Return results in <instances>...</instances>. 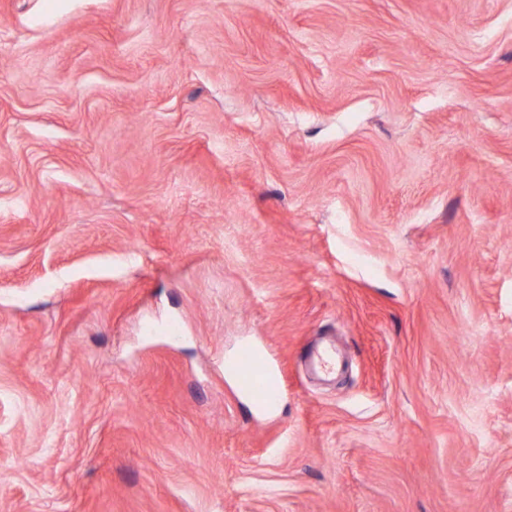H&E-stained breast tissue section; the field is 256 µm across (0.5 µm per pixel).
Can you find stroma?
Segmentation results:
<instances>
[{
	"label": "stroma",
	"instance_id": "35a3bbf8",
	"mask_svg": "<svg viewBox=\"0 0 512 512\" xmlns=\"http://www.w3.org/2000/svg\"><path fill=\"white\" fill-rule=\"evenodd\" d=\"M0 512H512V0H0ZM236 372L243 388L257 403L271 405L277 393L270 382V367L249 350H243L237 357Z\"/></svg>",
	"mask_w": 512,
	"mask_h": 512
}]
</instances>
